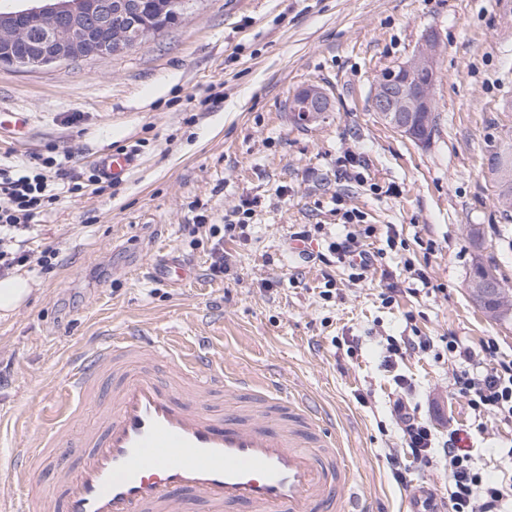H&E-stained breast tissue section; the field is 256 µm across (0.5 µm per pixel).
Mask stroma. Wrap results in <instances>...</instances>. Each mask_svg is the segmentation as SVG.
<instances>
[{
  "label": "stroma",
  "mask_w": 512,
  "mask_h": 512,
  "mask_svg": "<svg viewBox=\"0 0 512 512\" xmlns=\"http://www.w3.org/2000/svg\"><path fill=\"white\" fill-rule=\"evenodd\" d=\"M428 31L441 44L438 131L419 144L379 119L371 88ZM309 85L332 107L300 125L288 104ZM17 112L28 127L0 137V155L53 147L83 166L125 147L136 164L38 219L34 251L60 248L62 262L29 273L34 294L0 321V512L27 492L7 470L34 452L74 357L129 326L208 337L227 371L297 389L330 419L371 512H419L422 498L448 494L439 458L393 477L387 457L403 443L389 406L401 395L435 433L465 430L475 466L502 476L496 449L512 423L474 426L445 347L391 359L386 347L453 335L477 351L492 338L512 358V323L490 320L467 288L480 261L512 290V218L486 174L491 145L512 137V0H192L180 24L123 54L0 65V122ZM350 210L376 228V269L355 279L326 246L310 261L292 252L302 225L336 234ZM241 220L223 275L210 277L208 225ZM163 263L190 279L159 278ZM408 483L418 498L404 499Z\"/></svg>",
  "instance_id": "obj_1"
}]
</instances>
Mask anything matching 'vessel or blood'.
<instances>
[{"label":"vessel or blood","mask_w":512,"mask_h":512,"mask_svg":"<svg viewBox=\"0 0 512 512\" xmlns=\"http://www.w3.org/2000/svg\"><path fill=\"white\" fill-rule=\"evenodd\" d=\"M95 163L120 182L134 157L103 152ZM157 361L171 374L151 370ZM96 403L97 424L80 427ZM36 446L12 467L28 489L13 512H368L319 409L138 327L104 331L77 357Z\"/></svg>","instance_id":"1"}]
</instances>
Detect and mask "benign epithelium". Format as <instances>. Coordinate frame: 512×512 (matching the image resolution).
Masks as SVG:
<instances>
[{"label": "benign epithelium", "instance_id": "7a95c632", "mask_svg": "<svg viewBox=\"0 0 512 512\" xmlns=\"http://www.w3.org/2000/svg\"><path fill=\"white\" fill-rule=\"evenodd\" d=\"M34 5L23 9H10L12 14L51 13L60 19V25L52 27L45 35L39 51L22 58H3L1 64L20 68H39L62 64L72 60L87 59L125 50L132 42L148 37L153 27L143 18L140 4H126L121 13L127 21V29L115 38L109 39L94 52L86 53L85 44L89 29L107 30L112 28V0H102L96 11L81 17L67 13L68 7L60 2L51 4L49 0H33ZM440 45L437 36L428 32L421 40L416 53L400 63L387 75H380L374 82L371 106L378 117L397 131L409 136L415 130L427 126L431 115L436 111L434 87L437 80V59ZM415 74H425L428 80L416 86L408 83ZM330 99L317 86H309L291 100L289 111L296 116L300 112L316 116L329 111ZM499 286L495 277L488 276L473 284L471 294L477 298L495 295Z\"/></svg>", "mask_w": 512, "mask_h": 512}]
</instances>
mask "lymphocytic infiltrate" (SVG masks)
<instances>
[{
	"instance_id": "lymphocytic-infiltrate-1",
	"label": "lymphocytic infiltrate",
	"mask_w": 512,
	"mask_h": 512,
	"mask_svg": "<svg viewBox=\"0 0 512 512\" xmlns=\"http://www.w3.org/2000/svg\"><path fill=\"white\" fill-rule=\"evenodd\" d=\"M110 185L97 168H90L88 176L82 178L53 154L35 155L22 162L0 159V275L31 263L42 273L53 271L58 265V249L48 247L36 256L28 248L26 235L32 231L34 220L62 194L98 193ZM359 218L358 212L345 213L343 232L329 243L328 250L338 263L361 275L373 266L377 255L359 240L360 234H372L373 226L361 232L353 228ZM440 341L455 366L453 392L466 399L476 421L494 417L512 422V360L499 357L493 341H486L477 354L454 336L442 340L407 336L391 340L387 351L399 357L410 351L427 353ZM393 412L406 447L405 455L388 458L395 478H402L408 462L427 466L438 455L448 464L450 512H512V484L490 479L476 468L468 450L459 444L458 430H449L437 441L427 422L405 412L402 404H395Z\"/></svg>"
}]
</instances>
